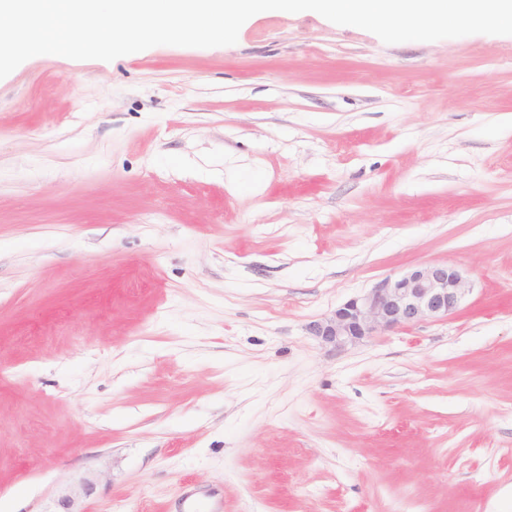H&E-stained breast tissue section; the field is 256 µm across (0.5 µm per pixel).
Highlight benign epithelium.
Returning <instances> with one entry per match:
<instances>
[{
	"label": "benign epithelium",
	"instance_id": "obj_1",
	"mask_svg": "<svg viewBox=\"0 0 512 512\" xmlns=\"http://www.w3.org/2000/svg\"><path fill=\"white\" fill-rule=\"evenodd\" d=\"M469 292V281L457 266L421 265L382 280L329 317L309 323L307 330L321 344L341 349L382 331L446 319L458 311Z\"/></svg>",
	"mask_w": 512,
	"mask_h": 512
}]
</instances>
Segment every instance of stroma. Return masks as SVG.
Instances as JSON below:
<instances>
[{"instance_id":"1","label":"stroma","mask_w":512,"mask_h":512,"mask_svg":"<svg viewBox=\"0 0 512 512\" xmlns=\"http://www.w3.org/2000/svg\"><path fill=\"white\" fill-rule=\"evenodd\" d=\"M452 263L461 310L306 326ZM512 512V35L315 14L0 79V506Z\"/></svg>"}]
</instances>
